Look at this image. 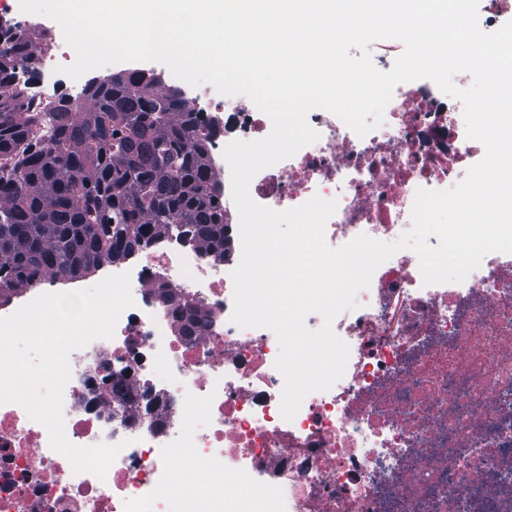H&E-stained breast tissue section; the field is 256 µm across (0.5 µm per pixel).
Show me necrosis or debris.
I'll return each mask as SVG.
<instances>
[{
	"mask_svg": "<svg viewBox=\"0 0 512 512\" xmlns=\"http://www.w3.org/2000/svg\"><path fill=\"white\" fill-rule=\"evenodd\" d=\"M45 40L14 80L41 112L58 87L78 103L90 84L58 73L75 59L60 28H46ZM183 99L215 122L218 201L238 223L223 149L266 137L272 121L248 97H217L207 85L186 87ZM307 122L318 139L258 172L249 192L277 211L337 200L324 230L334 248L362 234L399 240L417 190L451 188L485 154L466 136L462 103L432 83H400L363 137L323 109ZM235 267L174 234L137 252L133 307L112 338L71 353L63 393L67 439L117 444L118 456L105 478L73 472L41 423L0 404V512H133L137 503L184 512L200 471L214 477L204 512H512V254H486L463 282L426 285L416 253L397 251L358 308L333 321L350 348L343 376L290 421L274 332L230 321ZM162 290L175 303H161ZM183 303L208 318L202 335L179 333ZM111 368L127 371L133 409L114 413ZM229 474L267 495L227 496Z\"/></svg>",
	"mask_w": 512,
	"mask_h": 512,
	"instance_id": "4bbe7bcc",
	"label": "necrosis or debris"
}]
</instances>
